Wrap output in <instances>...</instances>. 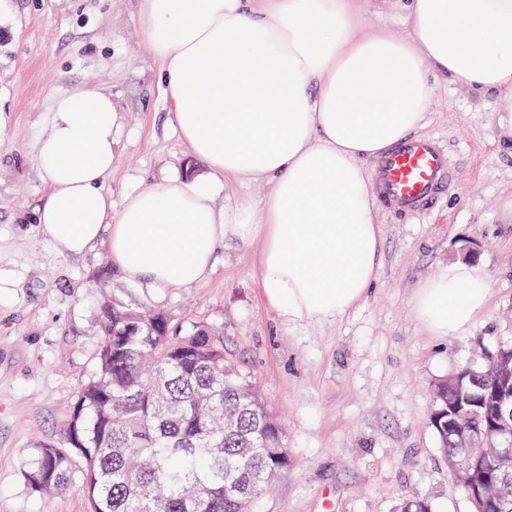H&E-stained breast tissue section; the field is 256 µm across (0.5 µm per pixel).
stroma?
Masks as SVG:
<instances>
[{
	"label": "stroma",
	"mask_w": 512,
	"mask_h": 512,
	"mask_svg": "<svg viewBox=\"0 0 512 512\" xmlns=\"http://www.w3.org/2000/svg\"><path fill=\"white\" fill-rule=\"evenodd\" d=\"M138 0H0V512H88L80 479L45 497L22 476L33 448L59 445L95 369L98 307L120 298L224 333L229 359L258 383L291 457L258 512H394L410 496L470 512L428 425L432 388L478 340L512 335V142L489 95L438 82L423 136L441 140L456 178L434 211L376 206L377 280L348 313L284 321L260 288V243L218 247L199 283L155 299L116 266L107 242L59 253L36 211L46 192L37 141L53 103L75 86L107 91L121 116L113 209L163 179L204 173L169 120ZM400 0H365L361 32L404 38ZM470 259L491 280L485 310L460 336L418 322V288Z\"/></svg>",
	"instance_id": "35a3bbf8"
}]
</instances>
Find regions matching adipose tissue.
<instances>
[{
    "mask_svg": "<svg viewBox=\"0 0 512 512\" xmlns=\"http://www.w3.org/2000/svg\"><path fill=\"white\" fill-rule=\"evenodd\" d=\"M404 21L397 39L360 35L356 0H140L170 121L206 172L113 210L119 114L111 94L78 86L38 140V223L68 255L109 233L113 262L155 293L200 282L219 244L257 240L263 296L284 320L345 314L380 261L364 163L424 125L436 77L494 94L512 138V0H407ZM226 180L270 188L220 208ZM489 297L487 277L457 263L419 288L414 312L432 335L457 336Z\"/></svg>",
    "mask_w": 512,
    "mask_h": 512,
    "instance_id": "ef3b65f1",
    "label": "adipose tissue"
}]
</instances>
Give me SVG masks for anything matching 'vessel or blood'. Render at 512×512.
Listing matches in <instances>:
<instances>
[{"mask_svg":"<svg viewBox=\"0 0 512 512\" xmlns=\"http://www.w3.org/2000/svg\"><path fill=\"white\" fill-rule=\"evenodd\" d=\"M373 177L377 197L387 210L399 216L420 215L445 196L455 169L440 142L409 137L375 159Z\"/></svg>","mask_w":512,"mask_h":512,"instance_id":"obj_1","label":"vessel or blood"}]
</instances>
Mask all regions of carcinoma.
<instances>
[{
  "label": "carcinoma",
  "mask_w": 512,
  "mask_h": 512,
  "mask_svg": "<svg viewBox=\"0 0 512 512\" xmlns=\"http://www.w3.org/2000/svg\"><path fill=\"white\" fill-rule=\"evenodd\" d=\"M96 371L71 407L61 446L32 451L27 484L45 496L63 493L79 473L89 512H257L262 495L288 472L284 428L260 388L224 353V337L202 323L183 330L163 312L120 299L97 310ZM512 358V336L477 343L485 371L478 386L458 388L449 376L432 389L429 426L448 463L460 440L448 434V408L460 402L481 433L492 431L512 377L490 368ZM477 480L491 481L497 449H472ZM399 512H435L424 497Z\"/></svg>",
  "instance_id": "cac0c4a2"
}]
</instances>
